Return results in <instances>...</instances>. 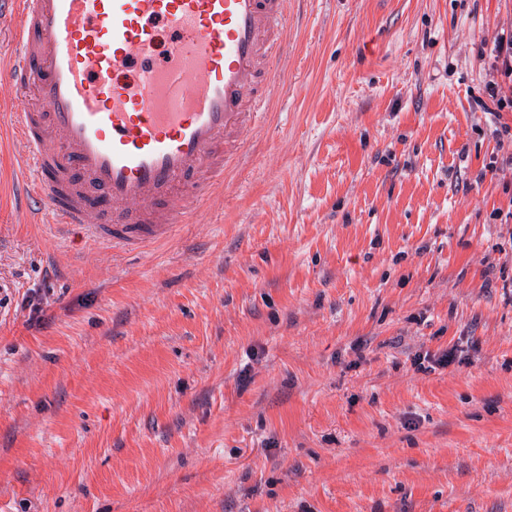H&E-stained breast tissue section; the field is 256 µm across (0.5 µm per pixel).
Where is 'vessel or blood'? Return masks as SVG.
I'll use <instances>...</instances> for the list:
<instances>
[{
	"label": "vessel or blood",
	"mask_w": 512,
	"mask_h": 512,
	"mask_svg": "<svg viewBox=\"0 0 512 512\" xmlns=\"http://www.w3.org/2000/svg\"><path fill=\"white\" fill-rule=\"evenodd\" d=\"M290 2L12 0L0 141L59 242L140 252L223 191L274 94Z\"/></svg>",
	"instance_id": "obj_1"
}]
</instances>
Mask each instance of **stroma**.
<instances>
[{"instance_id": "stroma-1", "label": "stroma", "mask_w": 512, "mask_h": 512, "mask_svg": "<svg viewBox=\"0 0 512 512\" xmlns=\"http://www.w3.org/2000/svg\"><path fill=\"white\" fill-rule=\"evenodd\" d=\"M509 30L297 0L223 195L139 255L56 246L1 147L0 512H512ZM488 57L492 60L493 69L497 75L512 83V30L503 32L492 43Z\"/></svg>"}]
</instances>
